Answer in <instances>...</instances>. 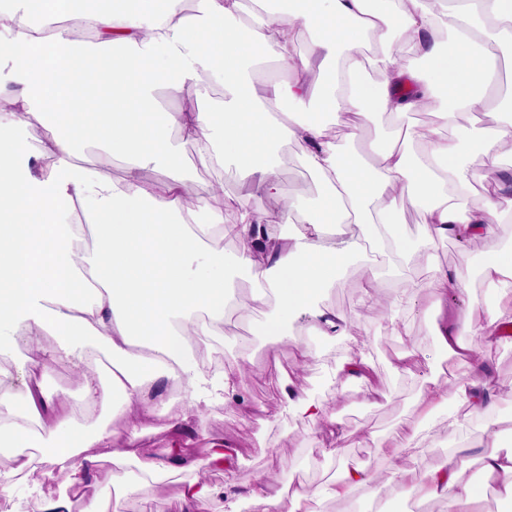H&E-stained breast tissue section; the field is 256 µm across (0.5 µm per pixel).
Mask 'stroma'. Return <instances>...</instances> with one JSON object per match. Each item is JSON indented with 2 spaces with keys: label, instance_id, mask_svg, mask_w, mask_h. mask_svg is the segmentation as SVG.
Instances as JSON below:
<instances>
[{
  "label": "stroma",
  "instance_id": "1",
  "mask_svg": "<svg viewBox=\"0 0 512 512\" xmlns=\"http://www.w3.org/2000/svg\"><path fill=\"white\" fill-rule=\"evenodd\" d=\"M396 128L387 114L372 112L361 117L345 114L340 125H328L327 133L335 137L340 149L361 160H368V144L376 137L391 136ZM183 192L193 196L219 181L225 202L245 206L255 190L253 181L241 179L233 165L201 167L190 144H182ZM302 144L291 141L279 149L278 178L281 194L266 199L264 207L278 215L285 200L318 201L322 188L316 176L302 163ZM401 231L411 242V249L396 266L372 271L359 262L348 264L338 284L329 286L309 307L293 317L288 333L279 337L259 336L255 327L261 317L259 308L234 311L223 336L206 337L211 351L221 353L231 362L248 355L246 373L238 375L234 387L244 396L243 402L229 401L204 408L190 419L186 430L170 426L174 415L185 404L171 390L150 394L140 407L128 409L124 417L114 419L112 428L119 440H134L137 447L158 453L172 440H180L198 461L192 478H206L208 484L235 485L245 489L255 474L277 486L299 482L320 484L337 476L343 465L376 466L374 491L362 490L342 501H327L318 512H446L445 502L405 497L393 480V469L413 468L409 455H400L393 467H377L374 449L363 446L366 434L376 432L393 437L404 424L414 420V404L428 387V378L449 377L455 372L456 358L448 356L431 331L434 324L451 325L457 317L469 315L473 323L486 324L499 290L485 282L480 274L470 273L467 291H450L439 310H432L430 283L437 268H454L461 255L478 262L483 252L495 247L512 252V222L498 225L491 240L460 242L454 239L428 241L423 232L422 215L408 202H400ZM408 292L414 298L411 307L392 311L393 299ZM330 308L345 315L348 327L344 335L322 337L312 329L315 308ZM470 359L479 364L500 400L490 419L468 415L464 406L449 401L437 410L428 423L420 444L431 445L425 466L441 463L448 453L449 441L472 446L473 452L462 472L464 481L478 490H486L492 479L483 469L481 457L486 451V425L495 423L503 433L512 432V340L487 345L483 337L468 336ZM30 355L48 364L43 379L47 392L61 389L78 391L74 368L55 353V340L44 336L29 346ZM361 355L368 362L367 380L349 382L336 374V367L346 358ZM281 368L292 390L323 401L330 421L309 423L281 410L282 394L274 368ZM456 413L457 428H449L448 415ZM142 426L141 436H133V426ZM341 435L339 455H331L330 433ZM224 440L233 452L229 465L221 469L208 463L210 444ZM101 460L95 474L76 483L70 473L51 471L50 484L39 494H32L22 480H11L6 494L0 496V512H40L43 500L61 493L94 497L101 502L113 498V489L104 480L112 467L107 449H100ZM182 488L178 478L167 483L141 488L128 497L124 512H179L178 495Z\"/></svg>",
  "mask_w": 512,
  "mask_h": 512
}]
</instances>
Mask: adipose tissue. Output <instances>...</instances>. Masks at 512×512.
<instances>
[{"instance_id": "1", "label": "adipose tissue", "mask_w": 512, "mask_h": 512, "mask_svg": "<svg viewBox=\"0 0 512 512\" xmlns=\"http://www.w3.org/2000/svg\"><path fill=\"white\" fill-rule=\"evenodd\" d=\"M290 2L313 36V57L277 39L283 19L272 0H196L191 14L182 0H18L0 8V27L11 32L0 39V59L11 61L23 85L16 114L0 117V355H13L15 337L46 334L86 369L102 356L111 362L108 379L86 389L91 403H141L154 385L177 383L197 409L225 400L240 370L213 372L198 359L200 337L223 335L233 299L218 241L236 242L233 263L256 287L251 303L271 307L259 335L281 336L350 260L375 270L404 256L410 244L398 233L397 198L423 211L432 241L460 229L488 239L512 220V197L499 192L479 208L467 198L472 158L497 166L512 119L488 112L472 126L461 117L484 92L488 63L512 62V0ZM34 15L46 27H33ZM73 18L93 34L94 48L76 47L60 29ZM372 38L382 48L370 54ZM407 42L414 56L396 52ZM266 58L283 62L290 78L270 85L263 100L248 67ZM316 61L333 74L318 90L310 85ZM202 71L219 84L220 98L192 112L159 108L158 90H195ZM445 94L451 100L428 129L409 127L375 143L368 162L341 152L321 119L371 111L397 119ZM282 100L294 110L269 113ZM28 115L43 129L40 152L54 159L38 175L21 162L28 146L17 126ZM175 132L193 143L201 165L230 159L254 180L238 223L225 224L223 208L206 195L184 203ZM289 140L304 145L303 163L323 195L311 207L291 205L274 222L262 202L280 193L273 155ZM82 145L103 147L133 169L167 166L170 180L157 192L132 175L113 179L82 164ZM338 224L346 227L342 240L326 244ZM458 368L454 389L433 385L418 402L419 418L451 399L474 414L494 411L488 379L468 359ZM112 436L110 424H76L41 388L21 397L0 392V447L16 449L15 477L35 480L47 460L92 472L91 448ZM465 459V449H449L443 465L404 473L402 487L446 500L448 512H483L482 495L460 479ZM194 466L177 444L159 454L113 449L111 507L93 499L81 512H123L141 486ZM372 482V471L356 466L289 492L258 483L249 505L252 512H313Z\"/></svg>"}]
</instances>
